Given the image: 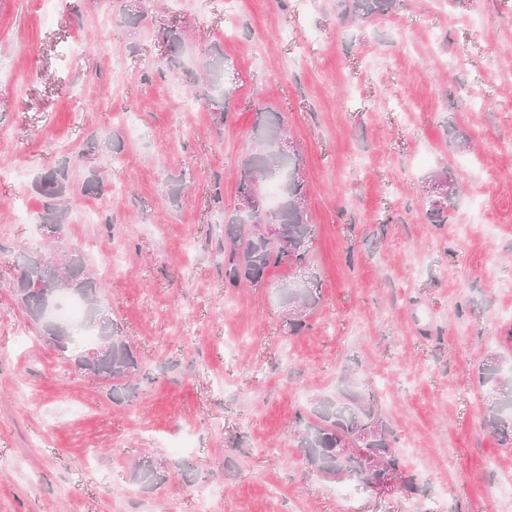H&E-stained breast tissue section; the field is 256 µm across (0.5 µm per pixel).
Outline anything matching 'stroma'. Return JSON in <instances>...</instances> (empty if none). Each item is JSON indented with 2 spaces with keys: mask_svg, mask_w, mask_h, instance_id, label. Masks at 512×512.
Listing matches in <instances>:
<instances>
[{
  "mask_svg": "<svg viewBox=\"0 0 512 512\" xmlns=\"http://www.w3.org/2000/svg\"><path fill=\"white\" fill-rule=\"evenodd\" d=\"M133 5L142 19L125 22ZM187 34L168 67L158 33ZM224 54L223 115L199 77ZM296 147L315 227L305 271L224 283V226L258 113ZM68 163L69 219L34 189ZM457 189L431 222L426 179ZM100 196L80 185L89 173ZM185 189L164 199L168 179ZM79 248L144 371L116 390L41 336L11 285ZM322 300L291 332L276 289ZM512 361V0H0V512H512V445L478 368ZM372 402L416 491L323 478L296 417ZM165 481L145 488L131 466ZM350 10L354 16L362 19L374 16L385 15L393 12L397 0H351Z\"/></svg>",
  "mask_w": 512,
  "mask_h": 512,
  "instance_id": "35a3bbf8",
  "label": "stroma"
}]
</instances>
